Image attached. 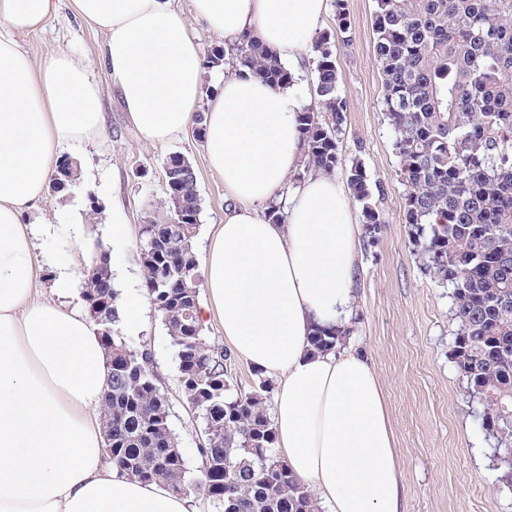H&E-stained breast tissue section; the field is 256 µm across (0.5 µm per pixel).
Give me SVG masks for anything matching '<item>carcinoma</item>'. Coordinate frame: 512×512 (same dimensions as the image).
Wrapping results in <instances>:
<instances>
[{
  "mask_svg": "<svg viewBox=\"0 0 512 512\" xmlns=\"http://www.w3.org/2000/svg\"><path fill=\"white\" fill-rule=\"evenodd\" d=\"M373 41L383 74L382 106L395 134L407 187L406 223L424 271L451 289L458 332L453 361L483 406L482 425L503 445L512 487V0H374ZM336 35L321 36L316 55L317 110L299 114L307 164L330 173L347 111L338 83ZM232 64L274 88L291 73L251 36L230 55L211 47L205 65ZM157 212L140 225L153 246L138 253L143 282L179 366L181 393L204 423L199 458L212 475L215 512H318L311 491L275 451L264 406L267 379L242 394L231 383L230 353L207 342L199 322L195 238L201 199L193 166L177 165ZM366 233L379 212L360 163L347 173ZM103 243L88 255L82 300L96 326L108 370L101 394L105 446L112 463L141 483L192 496L187 462L169 422V404L152 354L122 334L119 295L92 274ZM181 255L172 269V252Z\"/></svg>",
  "mask_w": 512,
  "mask_h": 512,
  "instance_id": "cac0c4a2",
  "label": "carcinoma"
}]
</instances>
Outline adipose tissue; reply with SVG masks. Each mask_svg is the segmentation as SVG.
Returning a JSON list of instances; mask_svg holds the SVG:
<instances>
[{
    "mask_svg": "<svg viewBox=\"0 0 512 512\" xmlns=\"http://www.w3.org/2000/svg\"><path fill=\"white\" fill-rule=\"evenodd\" d=\"M61 0H0V512H196L193 498L129 478L109 462L99 406L107 382L96 327L70 308L73 257L56 263L57 301L36 298L28 212L60 148L100 131L99 90L58 49L36 61L16 40ZM104 31L102 61L150 143L186 128L201 96L203 57L170 0H68ZM225 45L253 35L297 67L326 0H194ZM205 148L224 180V222L203 258L206 303L244 361L279 381L275 448L327 512H403L399 455L384 390L350 347L358 303V228L335 179L306 175L285 220L267 211L304 160L293 87L232 69L216 73ZM338 329L336 347L311 346Z\"/></svg>",
    "mask_w": 512,
    "mask_h": 512,
    "instance_id": "1",
    "label": "adipose tissue"
}]
</instances>
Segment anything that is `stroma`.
<instances>
[{"label":"stroma","mask_w":512,"mask_h":512,"mask_svg":"<svg viewBox=\"0 0 512 512\" xmlns=\"http://www.w3.org/2000/svg\"><path fill=\"white\" fill-rule=\"evenodd\" d=\"M350 29L336 40V66L347 112L338 163L332 173L345 183L352 164H362L382 220L376 239L362 238L359 315L355 347L367 355L387 396L401 455L404 512H512V487L501 483L504 452L481 426V407L452 358L458 329L449 288L423 271L405 222L406 187L399 176L394 133L382 110V73L373 48L374 0H348ZM101 32L77 19L68 4L43 30L21 35L33 59L63 47L81 59L101 95L102 133L63 147L78 158L83 178L71 191H47L28 215L34 223V256L40 271L35 288L53 299L55 258L77 251V232L95 234L109 250L119 293L142 290L135 231L151 204L164 196V166L181 154L194 166L201 198L197 255H204L217 224L224 221V182L211 170L204 141L187 128L162 144L146 142L122 103L100 56ZM96 218H88L90 208ZM55 227L44 230L43 218ZM129 224L131 238L112 237L113 222ZM131 345L147 344L154 370L168 396L170 423L191 469L199 477V422L185 404L175 350L160 315L146 307L141 323L124 328Z\"/></svg>","instance_id":"stroma-1"}]
</instances>
